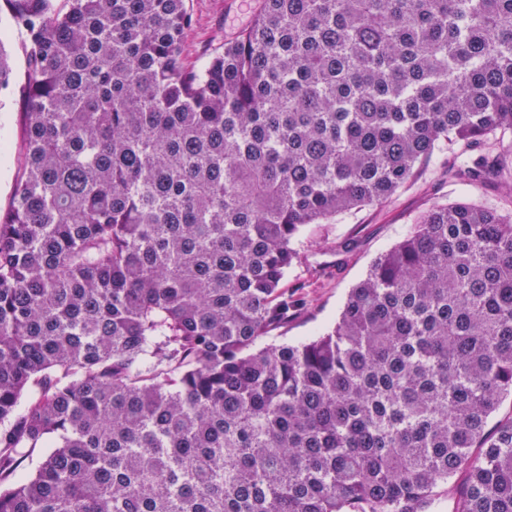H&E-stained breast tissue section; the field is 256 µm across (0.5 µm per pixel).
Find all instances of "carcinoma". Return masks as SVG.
Segmentation results:
<instances>
[{
  "instance_id": "cac0c4a2",
  "label": "carcinoma",
  "mask_w": 512,
  "mask_h": 512,
  "mask_svg": "<svg viewBox=\"0 0 512 512\" xmlns=\"http://www.w3.org/2000/svg\"><path fill=\"white\" fill-rule=\"evenodd\" d=\"M4 2L0 512H512V209L430 208L330 331L251 350L304 227L444 147L512 193V0H264L202 67L187 0ZM9 46L17 84L12 94L2 98L3 105L0 107V215L9 210L13 185L21 173L18 158L21 151L24 112L27 111L28 102L27 91L24 88L27 68L16 31H13Z\"/></svg>"
}]
</instances>
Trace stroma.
Instances as JSON below:
<instances>
[{
  "instance_id": "obj_1",
  "label": "stroma",
  "mask_w": 512,
  "mask_h": 512,
  "mask_svg": "<svg viewBox=\"0 0 512 512\" xmlns=\"http://www.w3.org/2000/svg\"><path fill=\"white\" fill-rule=\"evenodd\" d=\"M264 0H189L191 28L183 47L186 64L200 66L236 40L263 8ZM27 92L19 82L0 99V215L11 203L21 172L22 126ZM455 155L440 150L415 177L386 203L337 216L328 224L307 226L301 237V260L289 269L285 289H299L303 309L282 328L257 340V348L298 344L315 339L338 320L351 288L366 274L371 262L407 234L411 224L436 205L478 201L501 209L512 201L496 187L450 181L446 170Z\"/></svg>"
}]
</instances>
